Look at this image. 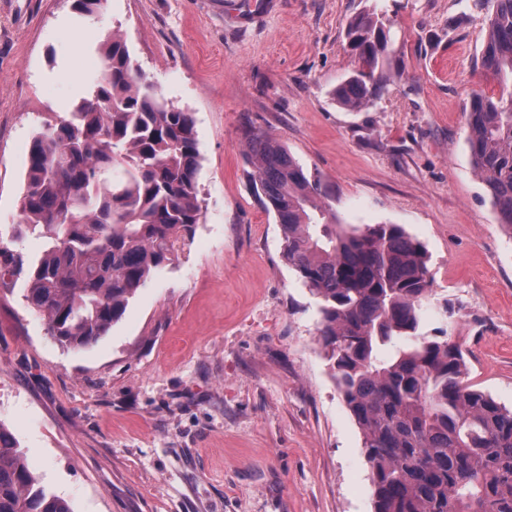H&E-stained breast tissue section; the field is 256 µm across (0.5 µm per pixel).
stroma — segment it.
I'll return each instance as SVG.
<instances>
[{
	"mask_svg": "<svg viewBox=\"0 0 512 512\" xmlns=\"http://www.w3.org/2000/svg\"><path fill=\"white\" fill-rule=\"evenodd\" d=\"M368 0H0V239L19 220L45 112L83 96L115 32L164 98L192 112L202 220L108 335L61 346L0 289V424L73 512H373L360 431L317 343L316 300L252 186V125L318 172L348 224L424 246V332L512 406V237L475 176L462 108L482 82L480 0H381L395 77L341 108L345 30ZM95 31L85 39V31ZM52 98H45V91ZM12 240V239H11Z\"/></svg>",
	"mask_w": 512,
	"mask_h": 512,
	"instance_id": "stroma-1",
	"label": "stroma"
}]
</instances>
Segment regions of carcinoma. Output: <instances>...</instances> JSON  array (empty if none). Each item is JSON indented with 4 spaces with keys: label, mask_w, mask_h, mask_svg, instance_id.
Listing matches in <instances>:
<instances>
[{
    "label": "carcinoma",
    "mask_w": 512,
    "mask_h": 512,
    "mask_svg": "<svg viewBox=\"0 0 512 512\" xmlns=\"http://www.w3.org/2000/svg\"><path fill=\"white\" fill-rule=\"evenodd\" d=\"M481 69L491 89L465 105L475 175L512 233V0H483ZM394 20L377 10L346 30L355 70L333 90L369 109L391 80ZM101 70L65 115L31 137L15 240H0V285L22 284L47 334L71 349L107 335L175 243L201 220L192 113L135 68L125 42H100ZM254 191L283 235V257L316 299L318 344L362 435L373 512H512V408L465 381L449 336L422 333L433 295L424 246L398 224L344 223L320 175L249 127ZM0 512H73L41 485L0 426Z\"/></svg>",
    "instance_id": "cac0c4a2"
}]
</instances>
